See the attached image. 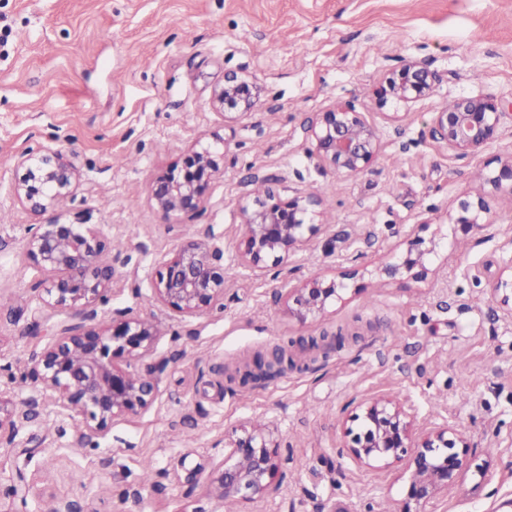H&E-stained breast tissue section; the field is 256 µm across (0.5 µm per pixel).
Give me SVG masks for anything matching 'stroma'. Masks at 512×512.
I'll return each mask as SVG.
<instances>
[{
  "mask_svg": "<svg viewBox=\"0 0 512 512\" xmlns=\"http://www.w3.org/2000/svg\"><path fill=\"white\" fill-rule=\"evenodd\" d=\"M0 404L22 418L0 433V512H401L409 474L365 469L347 430L363 400L389 396L418 424L449 421L467 438L485 483L468 472L439 512H498L512 500V313L489 289L512 255V201L487 226L448 222L474 197L488 161L512 155V123L492 147L458 156L432 133L434 112L485 93L512 102V0H0ZM439 83L386 119L373 89L399 60ZM254 78L260 101L225 120L212 102L225 74ZM353 102L380 138L377 158L343 176L313 153L307 128ZM222 138L224 169L198 212L164 218L151 182L196 142ZM75 153L80 186L56 208L96 225L115 276L95 323L128 309L158 324L135 358L157 384L153 404L104 432L46 398L33 357L70 314L44 306L45 273L25 244L42 219L16 198L24 152ZM275 179L290 197L322 200L319 233L280 264L239 258L242 203ZM441 239L434 276L393 281L377 266L408 238ZM202 239L224 266V305L179 318L158 305L157 272ZM348 273L322 318L288 315L286 288ZM342 333L343 349L302 352L300 339ZM287 348L299 366L248 386L236 371ZM257 424L280 443V487L256 504L218 497L191 471L224 457L225 431ZM152 478L143 481V465ZM26 491L13 495L12 486Z\"/></svg>",
  "mask_w": 512,
  "mask_h": 512,
  "instance_id": "stroma-1",
  "label": "stroma"
}]
</instances>
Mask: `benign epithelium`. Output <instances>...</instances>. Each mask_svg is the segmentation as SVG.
<instances>
[{
  "mask_svg": "<svg viewBox=\"0 0 512 512\" xmlns=\"http://www.w3.org/2000/svg\"><path fill=\"white\" fill-rule=\"evenodd\" d=\"M436 78L423 63L403 59L388 71L374 89L379 106L408 105L428 97ZM262 93L257 80L225 77L213 90L212 101L231 119L254 107ZM502 103L490 94L463 95L433 113V136L458 154L484 149L501 137ZM313 152L341 175L366 170L379 151L376 126L350 102H337L317 114L310 125ZM486 172L485 189L473 200H464L450 217L455 229L466 234L482 224L490 210L489 199L512 193V158H496ZM224 164V152L210 144H198L179 165L154 179L150 197L167 218L196 212L212 176ZM23 170L15 185L20 202L42 214L73 197L80 184L74 160L62 151L23 153L17 158ZM321 198L296 194L288 200L270 190L264 197L241 206L243 232L241 260L261 270L267 262L279 263L292 250L303 247L320 230L313 222ZM110 242L91 224H74L54 218L39 225L26 244V255L49 274L43 288L44 304L72 311L76 321L56 327L51 343L34 357L33 372L44 395L80 418L90 431H104L112 421L147 409L157 394L155 383L131 369L130 359L148 352L160 335L158 326L128 310L106 327L89 323L95 307L112 286V267L100 262ZM435 246L416 239L387 261L378 273L394 279L402 271L428 278L429 256ZM344 281L313 278L288 290V315L300 323L325 314L342 299ZM491 292L512 311V257L503 261L502 273L491 282ZM157 301L179 316L200 315L224 301V266L203 240L184 242L158 272ZM356 425L347 430L349 452L366 468L405 465L410 473L401 512L435 510L442 496L457 490L474 457L465 436L448 423L416 431L410 413L400 403L373 398L360 405ZM279 445L266 432L242 426L224 434V460L213 466L207 478L219 496L238 503H254L277 490Z\"/></svg>",
  "mask_w": 512,
  "mask_h": 512,
  "instance_id": "7a95c632",
  "label": "benign epithelium"
}]
</instances>
